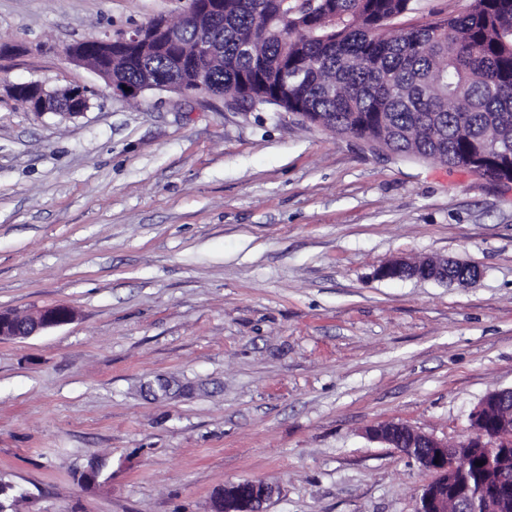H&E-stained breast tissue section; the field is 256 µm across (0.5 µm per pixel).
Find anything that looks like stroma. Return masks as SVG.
<instances>
[{"instance_id":"stroma-1","label":"stroma","mask_w":512,"mask_h":512,"mask_svg":"<svg viewBox=\"0 0 512 512\" xmlns=\"http://www.w3.org/2000/svg\"><path fill=\"white\" fill-rule=\"evenodd\" d=\"M187 7L0 0V310L74 313L0 340V480L15 512H212L246 480L264 512H416L432 473L368 432L453 446L512 387V187L289 112L118 96L65 55ZM31 82L90 107L35 114ZM427 258L481 275H378Z\"/></svg>"}]
</instances>
